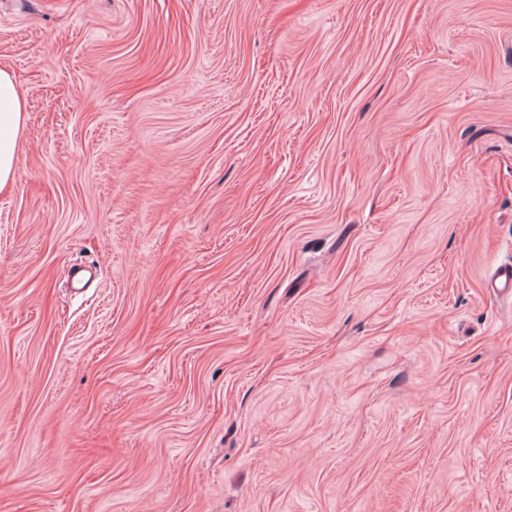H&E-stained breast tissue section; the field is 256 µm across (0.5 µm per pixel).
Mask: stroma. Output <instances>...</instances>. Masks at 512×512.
Masks as SVG:
<instances>
[{
    "mask_svg": "<svg viewBox=\"0 0 512 512\" xmlns=\"http://www.w3.org/2000/svg\"><path fill=\"white\" fill-rule=\"evenodd\" d=\"M0 69V512H512V0H0ZM26 120L24 93L12 75L0 69V190L16 180L17 145Z\"/></svg>",
    "mask_w": 512,
    "mask_h": 512,
    "instance_id": "1",
    "label": "stroma"
}]
</instances>
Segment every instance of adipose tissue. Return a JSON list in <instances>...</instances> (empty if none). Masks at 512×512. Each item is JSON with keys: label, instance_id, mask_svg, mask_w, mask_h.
<instances>
[{"label": "adipose tissue", "instance_id": "adipose-tissue-1", "mask_svg": "<svg viewBox=\"0 0 512 512\" xmlns=\"http://www.w3.org/2000/svg\"><path fill=\"white\" fill-rule=\"evenodd\" d=\"M27 120L26 98L12 75L0 69V189L15 182L17 145Z\"/></svg>", "mask_w": 512, "mask_h": 512}]
</instances>
